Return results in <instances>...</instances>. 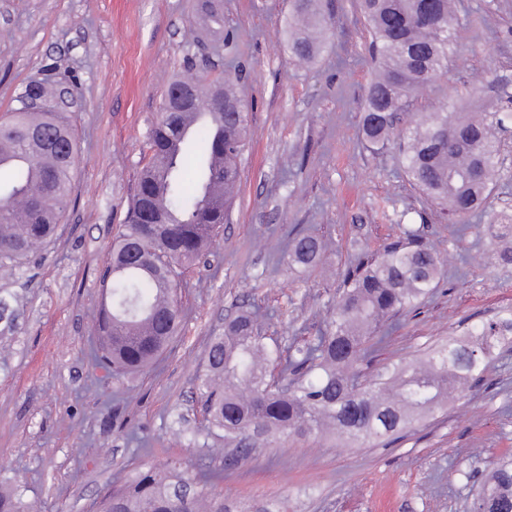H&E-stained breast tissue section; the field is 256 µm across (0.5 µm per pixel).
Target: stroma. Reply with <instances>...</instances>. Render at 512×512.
Segmentation results:
<instances>
[{"instance_id":"35a3bbf8","label":"stroma","mask_w":512,"mask_h":512,"mask_svg":"<svg viewBox=\"0 0 512 512\" xmlns=\"http://www.w3.org/2000/svg\"><path fill=\"white\" fill-rule=\"evenodd\" d=\"M197 0H0V122L26 84L53 75L76 99L72 192L52 241L0 267V489L34 512H96L113 483L151 465L219 472L215 491L249 512H468L476 480L512 454V351L484 379L415 422L389 446L333 433L283 435L224 464L208 434L196 377L211 337L256 312L267 343L312 340L336 316L346 269L413 225L436 248L433 297L395 318L363 373L425 359L463 327L512 306V266L495 264L479 218L455 223L402 176L397 139L360 134L376 64L359 0H320L329 31L319 55L288 48L292 0H222L224 27L198 20ZM456 55L415 98L499 112L512 94V0H455ZM249 108L240 187L217 241L188 270L182 328L148 372L116 382L97 365L100 273L149 158L168 78L224 76ZM323 233L324 261L299 274L286 248Z\"/></svg>"}]
</instances>
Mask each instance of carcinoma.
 I'll return each instance as SVG.
<instances>
[{"label": "carcinoma", "mask_w": 512, "mask_h": 512, "mask_svg": "<svg viewBox=\"0 0 512 512\" xmlns=\"http://www.w3.org/2000/svg\"><path fill=\"white\" fill-rule=\"evenodd\" d=\"M370 26L369 51L379 75L372 82L361 124L373 146L400 138L402 172L427 199L465 221L486 201L499 172L496 133L504 129L498 112L436 110L411 126H401L409 100L447 67L456 50L451 0H362ZM317 0H293L289 43L308 61L323 29ZM195 103L180 112H160L149 131L151 157L140 171L136 193L112 243L102 287L108 304L99 312L95 361L120 382L151 367L181 326L178 290L185 269L216 241L240 181L248 107L233 80L188 76ZM48 104L16 112L0 132V170L12 181L0 186V267L19 263L56 232L61 204L68 197L78 152L75 132L64 112L49 108L56 91L45 82L30 86ZM224 97V111L213 110ZM159 223H140L143 210ZM490 240L500 244L495 261L512 265V215L484 212ZM319 235L299 234L289 244L288 262L304 270L326 253ZM440 259L419 231L403 235L350 267L336 307V319L314 341L283 354L259 335L253 314L243 312L211 338L198 390L208 430L246 453L281 434L307 436L327 428L352 443L391 442L446 402L448 395L484 377L489 360L512 347V307L467 329L468 340L432 351L424 362L384 366L365 382L354 373L365 343L386 318L415 308L438 286ZM280 367L281 383L267 368ZM184 479L177 467H146L113 486L101 512H237L216 493L193 504L175 501L171 485ZM471 512H512V455L492 462L489 480L473 493Z\"/></svg>", "instance_id": "cac0c4a2"}]
</instances>
